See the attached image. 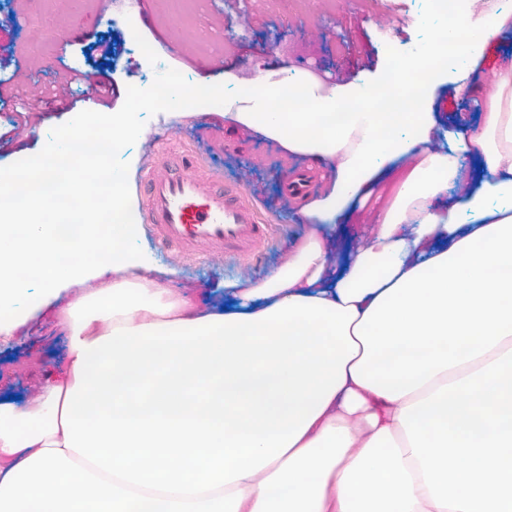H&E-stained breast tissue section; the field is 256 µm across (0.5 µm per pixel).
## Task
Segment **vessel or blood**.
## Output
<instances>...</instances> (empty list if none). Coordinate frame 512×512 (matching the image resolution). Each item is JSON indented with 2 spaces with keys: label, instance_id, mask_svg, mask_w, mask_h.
Instances as JSON below:
<instances>
[{
  "label": "vessel or blood",
  "instance_id": "1",
  "mask_svg": "<svg viewBox=\"0 0 512 512\" xmlns=\"http://www.w3.org/2000/svg\"><path fill=\"white\" fill-rule=\"evenodd\" d=\"M192 167L186 157L179 170L147 181L139 221L152 227L163 248L193 251L215 246L237 257L250 253L257 240L274 233V225L260 222L242 190L204 186L192 176Z\"/></svg>",
  "mask_w": 512,
  "mask_h": 512
}]
</instances>
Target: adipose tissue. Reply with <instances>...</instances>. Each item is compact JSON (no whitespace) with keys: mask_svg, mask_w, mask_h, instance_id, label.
Masks as SVG:
<instances>
[{"mask_svg":"<svg viewBox=\"0 0 512 512\" xmlns=\"http://www.w3.org/2000/svg\"><path fill=\"white\" fill-rule=\"evenodd\" d=\"M505 23L471 35L458 92ZM413 66L426 78L403 112L377 109L362 78L305 72L292 112L273 84L225 100L229 126L333 177L302 198L287 259L227 282L221 306L151 277L126 172L99 225L67 239L49 192H81L67 167L35 164L20 196L0 175V333L57 286L84 289L57 312L67 351L38 397L0 403V512L45 497L52 512H512V68L439 149L429 104L448 56L435 41ZM384 186L362 223L353 202Z\"/></svg>","mask_w":512,"mask_h":512,"instance_id":"adipose-tissue-1","label":"adipose tissue"}]
</instances>
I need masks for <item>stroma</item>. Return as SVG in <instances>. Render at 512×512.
Listing matches in <instances>:
<instances>
[{"label":"stroma","instance_id":"obj_1","mask_svg":"<svg viewBox=\"0 0 512 512\" xmlns=\"http://www.w3.org/2000/svg\"><path fill=\"white\" fill-rule=\"evenodd\" d=\"M102 0H0V18L12 23L13 55L0 54V170L13 172L39 156L87 115L88 77L112 81L117 95L102 111H134L139 129L124 152L114 155V167L129 169L135 193H142L146 173L163 175L159 152L178 149L196 156L202 182H231L241 186L262 219L277 227L245 256L233 258L209 250L185 255L161 249L147 225H138L136 245L148 253L167 285L178 293L223 299L224 283L261 279L281 265L305 228L272 182L273 170L290 173L307 166L305 158H283L273 141L229 128L224 98L235 94L225 85V72L267 79L319 68L327 80L347 81L359 72L390 78L394 60L381 48L382 30H390L405 51L422 47L437 24L424 12L422 0H335L325 8L309 0H201L190 17L173 13L167 0H145L133 29L108 28L97 21ZM178 30V45L167 39ZM116 39L118 53L111 65L90 53L93 38ZM142 42L144 59L128 54ZM512 64V31L486 48L469 78L470 84H490L496 73ZM177 77L190 102L181 115L169 104L153 103L148 80L168 82ZM431 109L442 127L475 120L477 99L456 97L450 83L437 86ZM81 287L61 291L56 302L27 318L11 335H0V395L32 400L46 374L66 353V337L55 320L59 304L76 299Z\"/></svg>","mask_w":512,"mask_h":512}]
</instances>
